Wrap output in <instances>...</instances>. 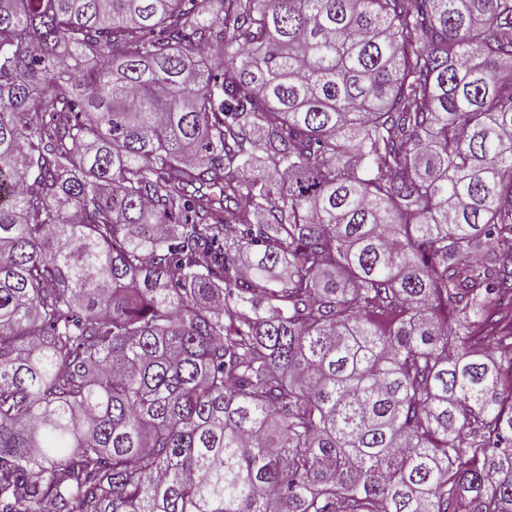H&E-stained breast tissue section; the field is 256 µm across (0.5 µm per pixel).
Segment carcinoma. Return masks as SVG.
<instances>
[{
  "label": "carcinoma",
  "instance_id": "carcinoma-1",
  "mask_svg": "<svg viewBox=\"0 0 512 512\" xmlns=\"http://www.w3.org/2000/svg\"><path fill=\"white\" fill-rule=\"evenodd\" d=\"M508 71L512 0H0V512H512Z\"/></svg>",
  "mask_w": 512,
  "mask_h": 512
}]
</instances>
